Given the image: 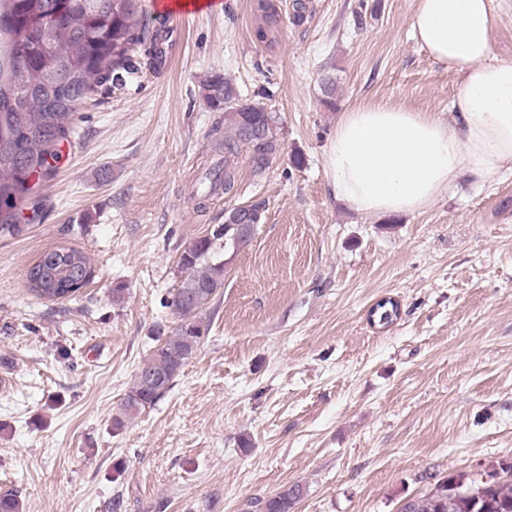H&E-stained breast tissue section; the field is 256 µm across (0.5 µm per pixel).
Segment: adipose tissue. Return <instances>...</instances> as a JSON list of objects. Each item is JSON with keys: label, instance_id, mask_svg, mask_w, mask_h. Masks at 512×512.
Segmentation results:
<instances>
[{"label": "adipose tissue", "instance_id": "ef3b65f1", "mask_svg": "<svg viewBox=\"0 0 512 512\" xmlns=\"http://www.w3.org/2000/svg\"><path fill=\"white\" fill-rule=\"evenodd\" d=\"M493 27L494 0H415L414 39L460 82L458 121L384 102L342 113L324 156L337 199L360 214H404L512 170V61L493 59Z\"/></svg>", "mask_w": 512, "mask_h": 512}]
</instances>
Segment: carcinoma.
<instances>
[{
  "label": "carcinoma",
  "instance_id": "cac0c4a2",
  "mask_svg": "<svg viewBox=\"0 0 512 512\" xmlns=\"http://www.w3.org/2000/svg\"><path fill=\"white\" fill-rule=\"evenodd\" d=\"M266 26L256 30L263 42L278 25L277 0H258ZM163 30L141 15L138 0H0V236L22 231V207L38 192L61 160L60 146L74 133L77 106L103 84L120 85L134 71L132 52L143 49L147 66L162 60ZM203 101L224 113L230 135L215 149L224 165L206 168L210 186L197 194L198 208L209 197L234 191L233 166L239 148L248 149L249 164L261 174L280 154L275 118L260 103H243L232 79L206 76L199 85ZM255 231L239 232L222 224L192 240L179 258L180 280L168 306L177 317L170 333L157 330L154 346L134 375L113 418L136 416L154 406L205 337L210 303L224 288L225 263L219 253L248 246ZM92 277L88 257L79 249L43 252L29 268L30 290L47 300L77 298ZM491 480L441 478L401 505L399 512H512V463L492 466ZM302 494L294 483L255 502L258 512H292ZM0 512H21L18 495L0 492Z\"/></svg>",
  "mask_w": 512,
  "mask_h": 512
}]
</instances>
